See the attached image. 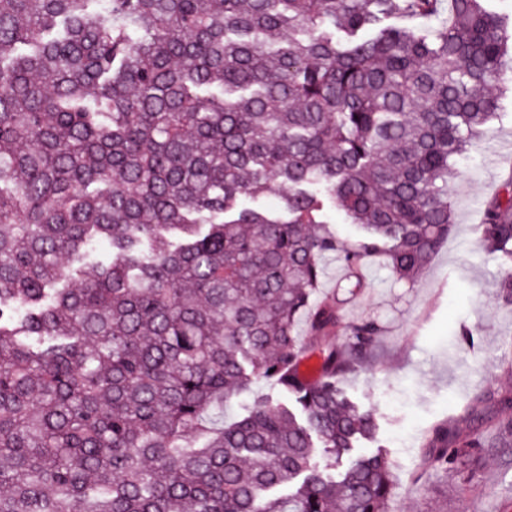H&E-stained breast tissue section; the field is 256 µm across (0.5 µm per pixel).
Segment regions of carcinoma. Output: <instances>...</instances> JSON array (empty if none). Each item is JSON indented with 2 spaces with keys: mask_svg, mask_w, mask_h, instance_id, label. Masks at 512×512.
Returning <instances> with one entry per match:
<instances>
[{
  "mask_svg": "<svg viewBox=\"0 0 512 512\" xmlns=\"http://www.w3.org/2000/svg\"><path fill=\"white\" fill-rule=\"evenodd\" d=\"M0 0V512H389L339 325L383 253L415 280L512 35L483 0ZM288 186L283 211L243 206ZM326 197L364 237L347 247ZM481 248L512 302V182ZM272 392L255 394V379ZM248 396L224 422V403ZM436 424L446 473L512 442V398ZM299 480L294 491H272Z\"/></svg>",
  "mask_w": 512,
  "mask_h": 512,
  "instance_id": "carcinoma-1",
  "label": "carcinoma"
}]
</instances>
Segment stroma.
<instances>
[{"mask_svg": "<svg viewBox=\"0 0 512 512\" xmlns=\"http://www.w3.org/2000/svg\"><path fill=\"white\" fill-rule=\"evenodd\" d=\"M455 168L448 185L455 230L415 282L398 280L382 255L360 267L364 288L356 297L337 290L345 272L336 262L322 279L343 321L331 343L344 344L346 324L357 320L382 328L347 391L376 413L377 437L364 451H383L392 463L391 512H512V447L487 448L448 474L414 478L432 426L448 420L467 431L465 411L477 394L512 396V304L500 298L498 261L478 244L483 211L512 175V89Z\"/></svg>", "mask_w": 512, "mask_h": 512, "instance_id": "35a3bbf8", "label": "stroma"}]
</instances>
